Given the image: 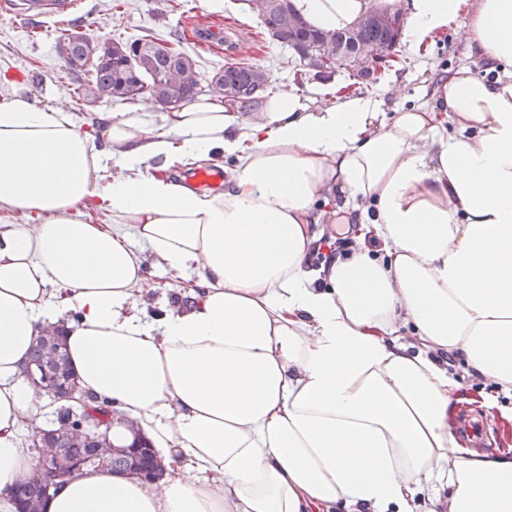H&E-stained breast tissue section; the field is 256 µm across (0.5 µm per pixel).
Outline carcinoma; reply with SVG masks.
<instances>
[{
  "instance_id": "carcinoma-1",
  "label": "carcinoma",
  "mask_w": 512,
  "mask_h": 512,
  "mask_svg": "<svg viewBox=\"0 0 512 512\" xmlns=\"http://www.w3.org/2000/svg\"><path fill=\"white\" fill-rule=\"evenodd\" d=\"M263 23L273 39L292 50H304V66L310 69L332 68L336 61H326L316 52L315 44L327 49L330 42L343 37L348 30L321 32L313 29L293 8L291 0H268ZM362 41L393 47L399 42L396 33L387 26L366 24L356 30ZM93 73V93L99 97L120 99L129 88L138 83V97L158 108H164L171 98L190 99L199 86L196 62L187 53L173 47V42L144 36L130 42L112 41L101 50ZM224 86L238 98H246L263 77L261 68L242 63H226L217 72ZM54 360L46 365V349L36 342L24 371L40 378L48 375L49 385L61 386L76 378L67 352L65 338L53 345ZM57 425L67 421L97 418L102 433H108L114 411L107 406L87 400L83 405L67 406L55 411ZM51 446L60 449L51 457L50 466L57 468L67 460H79L85 466L94 465L90 447L71 442L62 434L56 435Z\"/></svg>"
}]
</instances>
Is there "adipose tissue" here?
<instances>
[{"instance_id":"adipose-tissue-1","label":"adipose tissue","mask_w":512,"mask_h":512,"mask_svg":"<svg viewBox=\"0 0 512 512\" xmlns=\"http://www.w3.org/2000/svg\"><path fill=\"white\" fill-rule=\"evenodd\" d=\"M293 3L333 32L379 0ZM410 9L408 45L460 19L500 74L457 71L389 116L284 88L251 112L192 99L87 128L0 91V512L36 464L23 370L54 328L115 444L135 420L165 472L79 471L46 512H413L427 487L428 512H512V459L448 424L449 356L512 390V0ZM224 158L223 190L173 177ZM338 203L384 252L309 269ZM151 266L183 300L149 315Z\"/></svg>"}]
</instances>
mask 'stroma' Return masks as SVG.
Returning a JSON list of instances; mask_svg holds the SVG:
<instances>
[{
    "instance_id": "obj_1",
    "label": "stroma",
    "mask_w": 512,
    "mask_h": 512,
    "mask_svg": "<svg viewBox=\"0 0 512 512\" xmlns=\"http://www.w3.org/2000/svg\"><path fill=\"white\" fill-rule=\"evenodd\" d=\"M87 7L101 24L102 40L126 42L147 34L179 39L180 50L197 64L204 97L212 96L211 79L225 63L240 62L268 72V92L287 86L316 105L335 100L338 89L349 84L357 94L381 99L383 111L391 113L429 99L439 77L461 68L483 76L489 67L466 42L456 22L420 48L400 45L395 61L386 64L374 82L344 70L329 78L305 72L287 47L271 39L246 0H221L216 9L201 0H87ZM74 30V25L61 21H46L37 27L30 21L0 15V89L18 85L40 104L64 107L81 125L135 108L132 100L92 99L91 74L68 72L59 46L65 34ZM453 368L462 376L461 410H468L472 398L489 397L498 405L497 411L487 416L483 452L511 456L512 423L505 416L512 412V393L488 379L465 374L462 360H454Z\"/></svg>"
}]
</instances>
